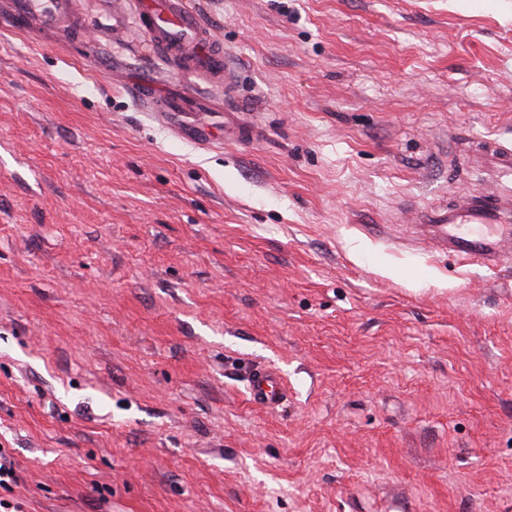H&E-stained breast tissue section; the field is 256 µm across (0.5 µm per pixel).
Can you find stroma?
<instances>
[{"label": "stroma", "mask_w": 512, "mask_h": 512, "mask_svg": "<svg viewBox=\"0 0 512 512\" xmlns=\"http://www.w3.org/2000/svg\"><path fill=\"white\" fill-rule=\"evenodd\" d=\"M189 2L232 90L116 0L77 37L0 19V499L512 512V263L417 230L500 190L479 155L512 141V0ZM189 92L210 144L161 113ZM238 102L256 140L224 133ZM257 365L277 411L247 400ZM288 393L278 374L270 368H255L248 378V400L261 409L276 410Z\"/></svg>", "instance_id": "stroma-1"}]
</instances>
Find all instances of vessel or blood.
<instances>
[{
	"instance_id": "vessel-or-blood-1",
	"label": "vessel or blood",
	"mask_w": 512,
	"mask_h": 512,
	"mask_svg": "<svg viewBox=\"0 0 512 512\" xmlns=\"http://www.w3.org/2000/svg\"><path fill=\"white\" fill-rule=\"evenodd\" d=\"M6 6L17 30L30 21L65 35L85 30L86 21L79 0H0ZM153 49L183 65L199 64L209 73L223 75L226 85L235 82L224 49L210 28L191 9L187 0H127ZM487 163L503 177L512 175V145L499 144L486 157ZM501 208L498 200L480 194L463 201L441 216L432 238L435 250L457 256L464 264L490 269L506 258L498 239L477 232L479 224L490 220ZM288 397L278 374L270 368L253 369L248 378V400L259 408L275 410Z\"/></svg>"
}]
</instances>
